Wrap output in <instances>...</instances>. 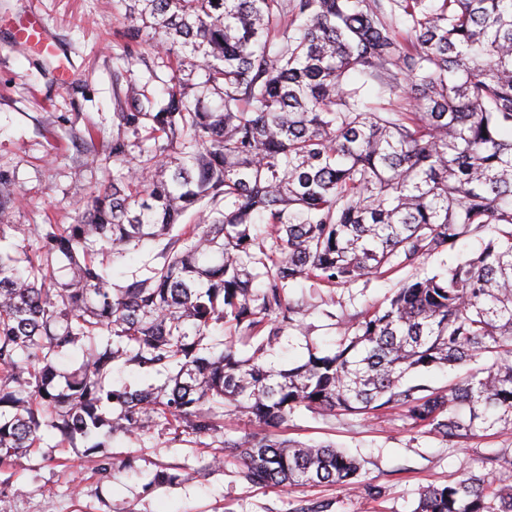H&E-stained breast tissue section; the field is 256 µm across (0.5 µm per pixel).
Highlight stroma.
Here are the masks:
<instances>
[{"instance_id":"obj_1","label":"stroma","mask_w":512,"mask_h":512,"mask_svg":"<svg viewBox=\"0 0 512 512\" xmlns=\"http://www.w3.org/2000/svg\"><path fill=\"white\" fill-rule=\"evenodd\" d=\"M41 16L58 48L16 46L20 24ZM130 25L117 0H0V173L17 192L0 211V227L12 241L33 243L36 224L76 223L91 191L110 186L117 167L107 154L121 128L116 113L132 109L130 85L161 99L170 71L165 54L147 39L127 38ZM94 142H87V135ZM452 256L429 257L419 268L327 289L312 279L291 283L286 295L305 309L265 361L287 369L306 357L308 346L330 352L346 322L382 303L413 273H432ZM289 437L330 441L361 463L360 489L343 486L262 488L242 481L235 466L201 470L187 484L157 488L161 466H197L200 448L175 442L166 425L141 440L121 438L111 453L125 464L117 479L96 472L95 455L81 448L44 445L0 472V487L14 512H296L322 500L332 512H413L420 491L456 480L474 459L512 448V433L465 443H442L417 433L401 416L295 414ZM377 495H368V488Z\"/></svg>"}]
</instances>
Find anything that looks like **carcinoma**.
I'll list each match as a JSON object with an SVG mask.
<instances>
[{
	"instance_id": "1",
	"label": "carcinoma",
	"mask_w": 512,
	"mask_h": 512,
	"mask_svg": "<svg viewBox=\"0 0 512 512\" xmlns=\"http://www.w3.org/2000/svg\"><path fill=\"white\" fill-rule=\"evenodd\" d=\"M128 2L126 36L180 49L173 85L115 113L120 169L77 223L37 226L35 250L0 227V468L46 433L95 450L163 421L175 441L219 443L204 467L232 464L249 484L358 489L355 458L281 437L296 412L398 409L447 442L512 431V230L404 281L334 351L264 361L296 325L290 283L383 277L512 227V0ZM381 74L402 105L376 112L354 76ZM190 210L198 223L177 229ZM145 241L161 243L157 262L123 285L96 265ZM218 326L233 335L216 353ZM120 361L167 380L116 385ZM443 368L460 370L447 387L418 381ZM226 411L264 432L225 437ZM123 467L104 453L96 470ZM197 473L177 464L156 482ZM414 512H512V448L426 487Z\"/></svg>"
}]
</instances>
